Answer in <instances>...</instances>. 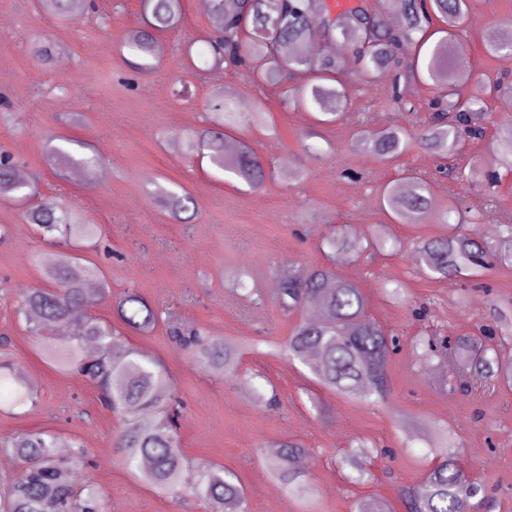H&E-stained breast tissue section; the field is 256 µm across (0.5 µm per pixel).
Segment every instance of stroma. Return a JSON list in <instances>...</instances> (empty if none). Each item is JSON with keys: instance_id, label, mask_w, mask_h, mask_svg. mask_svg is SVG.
Here are the masks:
<instances>
[{"instance_id": "obj_1", "label": "stroma", "mask_w": 512, "mask_h": 512, "mask_svg": "<svg viewBox=\"0 0 512 512\" xmlns=\"http://www.w3.org/2000/svg\"><path fill=\"white\" fill-rule=\"evenodd\" d=\"M141 9V0H99L97 12L71 22L44 10L40 0H0V95L11 103L0 108V151L20 157L27 174H39L41 198L66 195L87 221L101 225L105 249L85 248L79 255L99 269L113 293L134 286L157 309L209 335L263 345L284 341L301 315L271 301L252 310L244 294L233 292V281L243 279L265 295L288 267L325 265L318 231L306 221L310 209L360 234L383 225L403 246L395 256L336 264L339 275L365 290L370 315L401 338L388 364L391 396L385 405L326 392L300 364L266 354H247L237 379L227 384L182 351L166 325L149 334H125V343L165 362L184 406L179 434L189 462L234 472L249 512H351L354 501L366 496L403 512L400 491L424 480L430 467L426 440L445 426L468 469L495 500L492 512H512V388L490 395L450 390L449 363L424 362L416 344L432 331L478 333L496 304L512 300V269L493 265L435 279L411 259L414 241L444 235L462 212L477 216V233L500 225L503 215L512 214V174L493 186L484 180L455 184L441 172L440 158L425 148L412 147L390 166L353 149L357 130L381 127L392 116L411 131L421 129L436 95L429 83L402 84L406 104L400 107L391 76L369 85L353 81L348 109L337 124L322 126L313 105L285 102L278 92L253 83L244 69L227 65L221 73L236 88L232 103L242 115L230 137L249 145L269 176L256 190L225 179L209 161L180 153L186 136L207 127V100L219 89L205 60L188 66L183 49L189 43L203 47L217 25L198 0H181L178 27L159 35L165 51L157 55L156 69L133 89L125 83L129 68L120 44ZM510 23L512 0H471L468 23L456 39L468 46L475 81L490 85L512 75V59L495 57L485 41ZM49 39L66 47L64 66L34 57V49ZM258 102L270 114L262 126L248 119ZM62 135L89 144L101 162L96 179L47 160V144ZM310 146L320 159L309 158ZM407 170L430 184L436 210L456 195L458 211L449 221L396 224L379 208L380 187ZM172 183L198 202L190 223H175L151 199L157 185ZM489 194L495 206H485ZM24 211L0 201V225L9 229L8 241L0 245V336L9 338L16 368L38 382L40 402L31 411H0V438L42 429L79 443L89 464L78 475L103 492L108 512H207L200 498H179L138 480L112 446L122 422L102 407L98 389L40 358L17 316L15 292L41 285L46 263L59 249L40 237ZM396 286L405 290L406 301L386 298L385 289ZM257 373L275 387L277 409L263 410L254 402ZM286 439L306 447L310 499L289 496L270 476L271 449ZM363 441L389 454L375 460L370 479L352 483L340 458Z\"/></svg>"}]
</instances>
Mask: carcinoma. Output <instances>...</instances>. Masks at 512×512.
I'll return each instance as SVG.
<instances>
[{"instance_id": "1", "label": "carcinoma", "mask_w": 512, "mask_h": 512, "mask_svg": "<svg viewBox=\"0 0 512 512\" xmlns=\"http://www.w3.org/2000/svg\"><path fill=\"white\" fill-rule=\"evenodd\" d=\"M362 22L345 30L341 24H326L311 8L309 0H210V10L220 21L207 41L210 65L226 62L243 66L256 81L281 88V93L299 104H312L323 124H335L347 107L342 78L351 50L358 76L371 84L392 65L406 64V74L431 81L439 91L435 112L427 119L417 140L431 152L456 159L458 174L476 173L475 156L467 155L466 138H483L485 128L475 124L483 112V96L463 94L471 74L451 67L449 51L458 31L468 20L467 0H401L403 23L389 27L380 8L359 0ZM45 10L65 19L73 11H89L87 0H43ZM181 20L180 0H144V17L125 35L121 47L130 59L128 65L148 75L154 68L157 32L174 29ZM327 40V49L316 57L308 54L306 43L314 29ZM35 56L42 61L61 63L65 51L50 40L39 46ZM211 126L183 142V149L195 157H206L217 168L252 189L266 180L263 160L248 146L227 149L225 130L239 120L231 103L218 94L210 99ZM356 147L373 153L379 162L393 164L411 144L407 129L392 124L381 130H361ZM52 156L95 178V159L76 156L70 150L52 145ZM492 160L512 172V125L502 127ZM21 161L9 152H0V198L24 201L36 196V184L16 178ZM159 203L169 217L185 223V214L197 209L194 195L180 185L162 189ZM381 209L402 224L429 219L433 197L426 182L406 176L386 183L380 193ZM29 223L43 239L66 249L103 239L98 224L82 221L65 203L41 201L26 209ZM318 247L327 256L360 258L363 254L400 251L401 245H388L383 225L376 224L363 237L351 235L341 224H326ZM502 265H512V218H506L495 244L474 233L454 234L417 241L412 259L431 275L456 276L483 267L488 256ZM50 284L45 288L18 290L17 313L36 339L41 358L63 373H74L100 391L103 406L123 422L114 447L129 467L149 485L175 493L186 490L207 503L208 512H248L245 492L230 471L203 467L198 480L184 483L189 463L178 436L181 404L174 398V385L163 363L143 350L125 348L123 357L115 350L124 345L111 324L93 317L89 308L109 299L121 324L131 332H148L162 321V311L153 307L134 288L112 295L106 281L81 259L62 255L46 270ZM272 300L285 312H314V319H301L282 344L271 345L270 353H284L305 367L311 380L323 389L373 404H385L390 397L387 365L394 337L368 314V303L361 286L338 277L333 267L301 269L288 273L274 289ZM502 339L490 344L479 336H458L455 358L463 390L488 392L502 380L512 381V357L506 346L512 343V307H498ZM67 325L72 339L59 344L53 331ZM169 333L193 361L228 382L236 378L245 351L252 346L232 347L224 339L209 336L186 324L167 322ZM8 392L5 401L11 409L38 403V386L15 371L13 364L0 363V390ZM257 405L264 409L278 406L275 392L253 387ZM432 465L417 487L402 490L404 512H473L471 500L482 485L470 479L454 449L448 428H439L428 440ZM76 443L44 430H33L0 440V452L21 464L20 473L0 492V512H104L103 494L82 482L75 472L77 463L60 457L58 449L74 448ZM270 460L273 478L288 492L308 497L312 487L297 466L305 451L294 440L278 445ZM378 456V449L362 443L351 449L343 465L351 469L356 482L370 475L367 465ZM355 512H390L381 500L365 497L355 502Z\"/></svg>"}]
</instances>
